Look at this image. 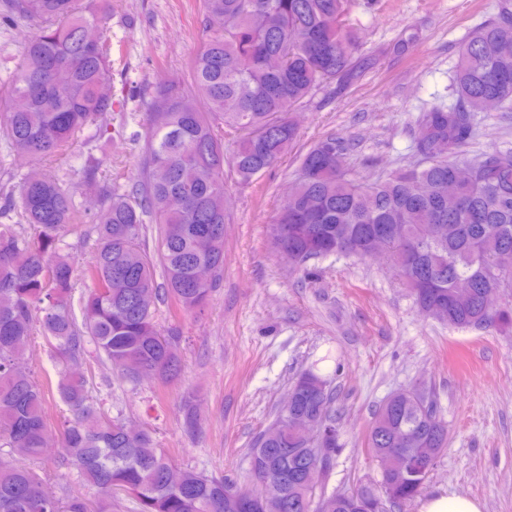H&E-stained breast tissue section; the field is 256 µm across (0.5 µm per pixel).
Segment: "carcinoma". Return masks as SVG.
<instances>
[{"mask_svg":"<svg viewBox=\"0 0 512 512\" xmlns=\"http://www.w3.org/2000/svg\"><path fill=\"white\" fill-rule=\"evenodd\" d=\"M352 0H201L202 45L188 64L192 91L161 79L145 113L148 158L128 194L105 188L109 205L96 217V248L86 267L92 283L74 309L70 257L62 237L79 214L73 188L44 169L22 178L19 196L0 194V512H112V498L135 499L140 512H374L375 492L359 487L327 501L309 486V437L298 423L335 424L327 380L303 372L288 392V411L251 448L247 497L224 477L176 467L145 430L131 434L105 415L87 389L83 364L94 346L123 379L180 374L172 352L178 340L154 320L157 303L185 312L209 304L224 271V224L229 221L224 165L243 182L275 167L297 136L291 112L315 88L349 79L359 36ZM25 18L34 29L0 96V138L11 151L48 158L85 126L108 131L112 111V50L108 17L97 0H8L0 25ZM455 103L433 105L418 123L422 164L371 183L342 165L343 144L321 140L304 157L296 190L270 225L272 247L292 265L344 254L365 258L387 233L404 284H416L414 303L448 325L512 332V305L489 312L490 288L512 291V149H493L470 162V179L455 176V154L475 136V119L494 103L512 110V0L464 42L453 70ZM238 132L224 155V129ZM157 246L145 249L148 224ZM35 230L28 233V228ZM214 273L207 285L194 271ZM471 293L459 297L454 281ZM70 370L57 392L69 419L53 433L38 381L24 362L35 332ZM434 402L388 399L367 436L373 457L393 450L424 459L421 475L381 476L393 502L415 499L446 446L447 427ZM183 431L200 432L196 406L181 404ZM56 436L62 461L98 498L68 494L47 501L35 463Z\"/></svg>","mask_w":512,"mask_h":512,"instance_id":"carcinoma-1","label":"carcinoma"}]
</instances>
